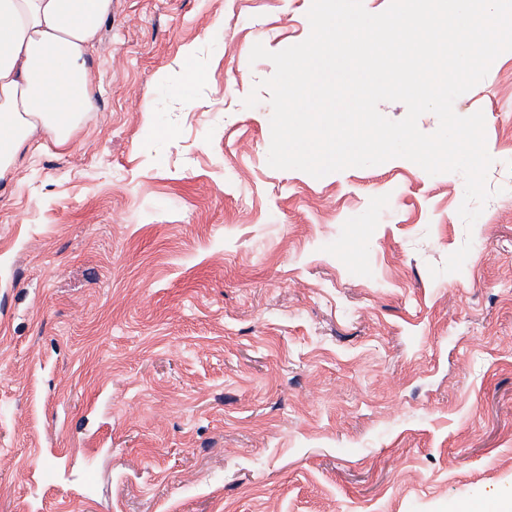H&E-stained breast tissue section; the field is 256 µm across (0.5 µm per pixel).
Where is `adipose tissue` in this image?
<instances>
[{
  "mask_svg": "<svg viewBox=\"0 0 512 512\" xmlns=\"http://www.w3.org/2000/svg\"><path fill=\"white\" fill-rule=\"evenodd\" d=\"M112 0H0V179L34 139L68 147L92 106L90 58Z\"/></svg>",
  "mask_w": 512,
  "mask_h": 512,
  "instance_id": "ef3b65f1",
  "label": "adipose tissue"
}]
</instances>
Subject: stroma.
Listing matches in <instances>:
<instances>
[{
  "mask_svg": "<svg viewBox=\"0 0 512 512\" xmlns=\"http://www.w3.org/2000/svg\"><path fill=\"white\" fill-rule=\"evenodd\" d=\"M310 6L112 0L72 145L0 180V512H492L512 486V51L454 102L493 159L469 229L458 173L269 166L250 52Z\"/></svg>",
  "mask_w": 512,
  "mask_h": 512,
  "instance_id": "35a3bbf8",
  "label": "stroma"
}]
</instances>
